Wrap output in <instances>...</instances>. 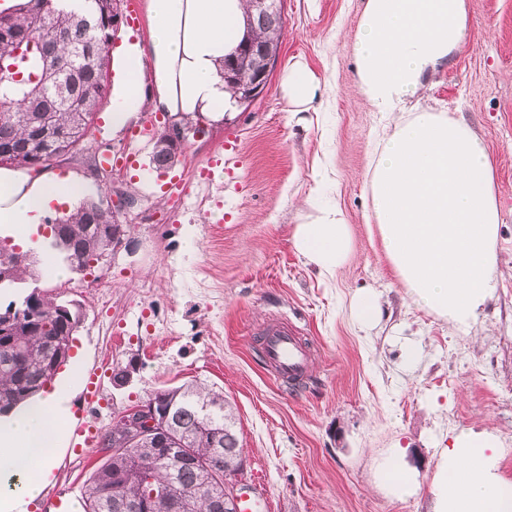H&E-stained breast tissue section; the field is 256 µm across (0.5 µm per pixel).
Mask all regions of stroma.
<instances>
[{
	"label": "stroma",
	"instance_id": "obj_1",
	"mask_svg": "<svg viewBox=\"0 0 512 512\" xmlns=\"http://www.w3.org/2000/svg\"><path fill=\"white\" fill-rule=\"evenodd\" d=\"M364 4L282 0L281 49L265 92L250 107L203 115L209 136L190 141L168 175L151 163L153 143L133 136L146 122L162 124L163 110L144 96L140 112L113 130L115 84L82 150L51 167L85 184L89 198L111 200L117 187L136 201L107 264L78 273L58 256L38 260V286L83 310L56 382L101 363L133 367L128 385L104 390V430L162 387L195 380L222 392L237 418L242 480L260 487L269 512H433L439 452L463 429L499 437L497 473L512 480V0H466L464 45L411 100L466 121L494 167L502 218L495 288L466 333L409 297L367 221L382 121L355 81ZM297 64L325 87L301 112L285 90ZM229 142L237 152L227 169L201 175ZM106 151L132 156L133 166L98 172ZM173 179L187 192L167 191ZM326 205L344 211L354 242L332 277L319 276L292 243L295 226ZM101 275L110 282L103 302L94 296ZM361 288L376 291L381 310L365 328L350 316ZM272 322L297 327L314 352L299 385L277 380L260 353ZM398 446L418 485L406 499L379 477ZM104 459L96 446L79 458L60 448L45 487L82 495Z\"/></svg>",
	"mask_w": 512,
	"mask_h": 512
}]
</instances>
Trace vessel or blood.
I'll return each mask as SVG.
<instances>
[{
    "mask_svg": "<svg viewBox=\"0 0 512 512\" xmlns=\"http://www.w3.org/2000/svg\"><path fill=\"white\" fill-rule=\"evenodd\" d=\"M263 351L269 366L280 379L299 382L312 367L310 349L293 327L280 326L266 330ZM101 389L99 371H90L86 379L85 402L75 415L70 445L74 454L92 447L97 442L99 428L92 420V409ZM74 499L68 493L56 490L30 503L28 512H72Z\"/></svg>",
    "mask_w": 512,
    "mask_h": 512,
    "instance_id": "1",
    "label": "vessel or blood"
}]
</instances>
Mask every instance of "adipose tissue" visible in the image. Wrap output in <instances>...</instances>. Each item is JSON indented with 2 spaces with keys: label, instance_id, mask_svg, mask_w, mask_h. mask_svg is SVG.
<instances>
[{
  "label": "adipose tissue",
  "instance_id": "obj_1",
  "mask_svg": "<svg viewBox=\"0 0 512 512\" xmlns=\"http://www.w3.org/2000/svg\"><path fill=\"white\" fill-rule=\"evenodd\" d=\"M150 41L125 50V83L113 127L139 111L151 76L156 107L190 114L226 105L216 76L243 30L246 0H147ZM465 0H366L353 44L356 83L384 122L368 170L370 218L388 258L419 306L468 331L493 294L501 215L484 143L461 118L407 107L464 42ZM82 184L0 169V235L31 246V227L79 195ZM293 244L322 275L351 257L343 213L296 225ZM71 389L60 386L0 416V512H25L67 441ZM498 438L454 433L440 452L434 512H512V481L496 474Z\"/></svg>",
  "mask_w": 512,
  "mask_h": 512
}]
</instances>
